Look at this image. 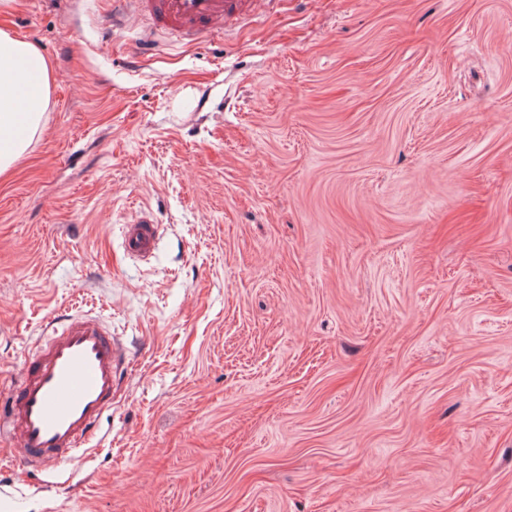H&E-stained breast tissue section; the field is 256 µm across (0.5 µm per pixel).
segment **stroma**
<instances>
[{
	"label": "stroma",
	"instance_id": "stroma-1",
	"mask_svg": "<svg viewBox=\"0 0 512 512\" xmlns=\"http://www.w3.org/2000/svg\"><path fill=\"white\" fill-rule=\"evenodd\" d=\"M11 0L0 398L63 314L129 367L0 512H512V0H276L203 43ZM159 226L151 262L122 229ZM50 66L32 42L0 29V174L26 153L41 132L49 105Z\"/></svg>",
	"mask_w": 512,
	"mask_h": 512
}]
</instances>
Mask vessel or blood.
<instances>
[{
  "instance_id": "obj_1",
  "label": "vessel or blood",
  "mask_w": 512,
  "mask_h": 512,
  "mask_svg": "<svg viewBox=\"0 0 512 512\" xmlns=\"http://www.w3.org/2000/svg\"><path fill=\"white\" fill-rule=\"evenodd\" d=\"M272 0H112V15L149 18L189 40L224 33L263 15ZM159 227L141 213L123 227L129 257H153ZM126 362L120 341L97 320L72 316L53 329L0 404V434L15 441L23 466L47 469L82 458L111 409Z\"/></svg>"
}]
</instances>
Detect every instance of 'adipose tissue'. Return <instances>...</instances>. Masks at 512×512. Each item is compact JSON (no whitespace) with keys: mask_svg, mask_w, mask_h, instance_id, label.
<instances>
[{"mask_svg":"<svg viewBox=\"0 0 512 512\" xmlns=\"http://www.w3.org/2000/svg\"><path fill=\"white\" fill-rule=\"evenodd\" d=\"M50 85L43 52L0 29V174L9 171L40 132Z\"/></svg>","mask_w":512,"mask_h":512,"instance_id":"1","label":"adipose tissue"}]
</instances>
